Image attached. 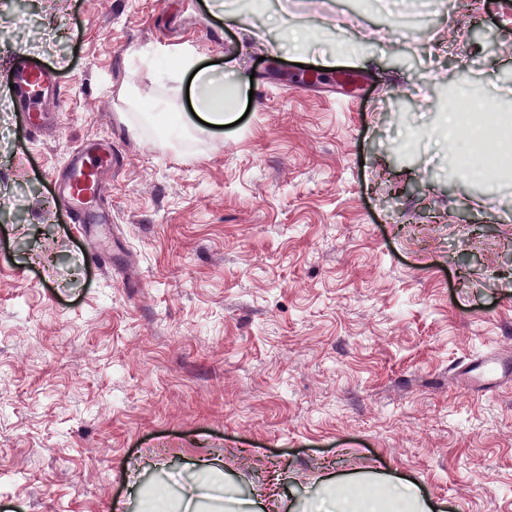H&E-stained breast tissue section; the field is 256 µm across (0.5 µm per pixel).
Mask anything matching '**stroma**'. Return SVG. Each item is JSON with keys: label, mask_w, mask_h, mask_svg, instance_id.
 Returning <instances> with one entry per match:
<instances>
[{"label": "stroma", "mask_w": 512, "mask_h": 512, "mask_svg": "<svg viewBox=\"0 0 512 512\" xmlns=\"http://www.w3.org/2000/svg\"><path fill=\"white\" fill-rule=\"evenodd\" d=\"M174 47L223 74L228 127ZM462 89L472 124L512 112V0H0V512L177 507L202 459L277 512L391 477L512 512V383L452 382L512 353V177L450 147ZM79 147L115 159L105 265L54 194ZM14 78L20 93L18 100L20 108L24 107L25 101L32 92H36L43 85L52 84L54 80V76L49 70L30 64L18 68Z\"/></svg>", "instance_id": "obj_1"}]
</instances>
